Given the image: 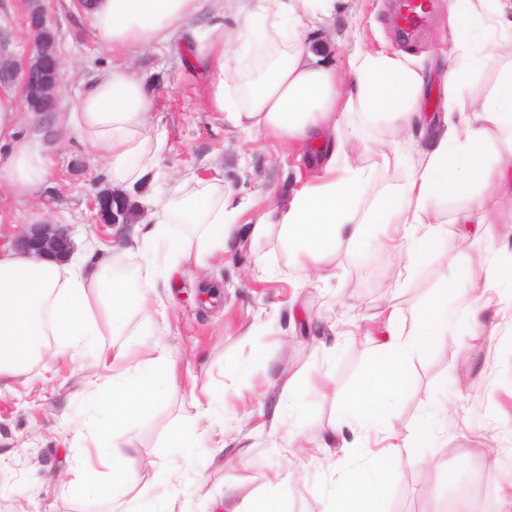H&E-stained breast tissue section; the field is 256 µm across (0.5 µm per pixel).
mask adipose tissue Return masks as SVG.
<instances>
[{"label":"adipose tissue","mask_w":512,"mask_h":512,"mask_svg":"<svg viewBox=\"0 0 512 512\" xmlns=\"http://www.w3.org/2000/svg\"><path fill=\"white\" fill-rule=\"evenodd\" d=\"M239 23L229 38L196 43L194 57L208 71L211 111L249 133L284 143H320L326 177L303 184L289 199L260 215L252 239L279 227L289 250L319 260L342 241H355L367 225L381 224L391 238L417 230L407 253L416 262L428 248L444 243L445 232L434 205L449 193L476 195L484 189L512 192V0H454L452 16L481 29L480 50L464 49L443 62V112L423 115L427 69L406 54L354 45L346 71L305 46L304 33L333 0H229ZM202 9V0H92L89 16L99 38L114 52L130 53L177 34ZM261 35L263 57L251 56L254 35ZM497 72L494 88L474 99L470 88L482 70ZM143 78L126 64L98 71L70 112L57 116L55 131L75 129L91 162L103 163L105 181L131 191L159 166ZM390 115L398 127L420 128L426 147L419 163L373 211L359 215L358 204L374 171L353 158L338 131L345 118ZM36 113L23 111L11 93L0 92V188L14 197L32 196L52 175L48 147L40 136L22 134L37 125ZM224 187L189 175L160 190L147 220L132 237L100 245L94 257L55 260L0 248V382L22 374L48 349L49 337L62 340L71 358L93 354L102 373L86 375L87 389L107 388L97 416L77 437L94 441L77 467L76 493L122 500L123 512H142L141 494L126 476L130 449L109 441L104 432L148 403L174 380L165 355L142 357L126 347L106 356L101 336L123 335L132 312L146 301L145 289L169 281L184 261L204 264L215 248L236 232L229 222ZM180 239H173L174 227ZM147 263L136 274L119 271L127 253ZM448 338V296L439 294L422 310L414 332L404 333L396 314L374 350L347 411L330 427L329 441L358 440L369 432L370 416L397 395L426 337ZM240 504L227 512H284L279 483L239 485Z\"/></svg>","instance_id":"obj_1"}]
</instances>
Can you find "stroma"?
<instances>
[{"label":"stroma","mask_w":512,"mask_h":512,"mask_svg":"<svg viewBox=\"0 0 512 512\" xmlns=\"http://www.w3.org/2000/svg\"><path fill=\"white\" fill-rule=\"evenodd\" d=\"M451 0H434L422 29L400 40L393 25V0H336L331 17L315 36L336 67H343L353 31L371 47L391 46L434 61L457 45L480 46L482 36L448 22ZM56 34L64 70L60 111L66 112L96 71L119 62L93 31L89 16L72 0H39ZM26 0H0V54L22 61L29 39ZM233 28L232 15L217 17L203 8L180 35L132 56L151 100V121L162 141L160 181L186 174L222 182L239 214L242 236L217 251L209 271L182 265L171 288H156L131 319L124 335L99 337L108 352L143 343L163 349L176 380L164 395L128 416L119 443L137 448L127 464L134 489L148 488L146 512L168 497L181 512H213L215 501L234 494L241 479L281 480L285 512H325L331 499L339 447L321 449L324 434L342 413L344 397L373 358L372 336L390 310L412 329L419 312L439 291L462 287L468 268L493 263L512 271V196L485 194L478 238L449 242L408 264V248L388 247L381 226L370 225L355 242H342L323 260L297 263L277 233L261 240L247 236L267 203L268 192L290 196L300 179L314 177L306 161L311 148L241 132L210 111L203 66L184 44L211 38L216 24ZM352 142L375 169L364 204L400 184L426 145L418 131H400L383 115ZM384 142L388 156L364 152ZM53 175L30 198H0V237L12 239L20 225L69 226L74 251L86 255L105 240L109 227L95 224L88 196L100 180L87 161L76 132L52 150ZM156 183V184H159ZM155 183L144 179L135 196L151 209ZM487 331L474 330L449 309L453 334L447 344L427 345L408 372L403 395L389 403L384 427L398 429L432 420V436L405 454L399 468L371 463L383 448L379 435L350 449L364 461L360 479L379 492L381 512H443L459 487L485 472L507 475L481 492L488 512H501L512 497V297L485 309ZM94 357L62 352L32 363L0 390V512H121L118 502L80 499L70 486L82 450L75 430L95 403L83 393L81 377ZM299 380L292 414L274 418L288 380ZM214 401L212 421L199 431L187 454L161 456L157 448L182 424L194 423L191 396ZM224 451L212 452L215 432Z\"/></svg>","instance_id":"obj_1"}]
</instances>
